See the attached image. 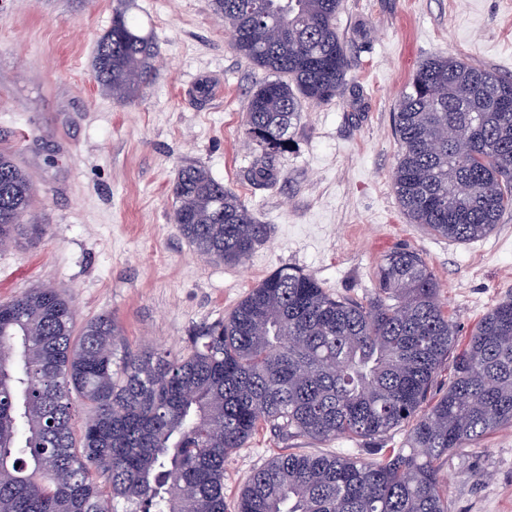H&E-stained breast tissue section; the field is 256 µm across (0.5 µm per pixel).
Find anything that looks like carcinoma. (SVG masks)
<instances>
[{"label": "carcinoma", "mask_w": 512, "mask_h": 512, "mask_svg": "<svg viewBox=\"0 0 512 512\" xmlns=\"http://www.w3.org/2000/svg\"><path fill=\"white\" fill-rule=\"evenodd\" d=\"M231 47L269 79L246 108L256 187L278 179L305 104L343 95L341 0H211ZM159 48L113 11L98 41L97 84L119 103L142 94ZM401 157L393 187L413 224L453 243L490 235L512 211V78L432 56L393 113ZM172 220L206 260L239 264L267 237L240 197L202 165L173 184ZM28 173L0 151V242L35 240ZM58 288L0 302V512H225L224 464L262 428L369 443L410 426L404 448L376 457L282 453L240 490L236 512H453L442 467L467 444L512 426V299L457 344L421 254L389 252L365 302L281 268L224 317L195 330L187 353L120 344L109 314L75 330ZM79 335H74V332ZM448 391L431 390L448 358ZM89 402L80 441L72 395ZM105 477L107 486L99 485Z\"/></svg>", "instance_id": "obj_1"}]
</instances>
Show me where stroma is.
Here are the masks:
<instances>
[{
	"label": "stroma",
	"mask_w": 512,
	"mask_h": 512,
	"mask_svg": "<svg viewBox=\"0 0 512 512\" xmlns=\"http://www.w3.org/2000/svg\"><path fill=\"white\" fill-rule=\"evenodd\" d=\"M119 7L160 50L144 93L126 105L99 88L92 69ZM336 27L349 88L304 108L292 149L273 161L277 182L257 189L245 113L265 74L230 48L210 0H0V150L30 175L43 227L37 245L0 246V302L49 283L78 322L109 314L128 347L180 355L194 329L223 319L279 268L362 301L385 254L404 247L425 259L466 340L512 296V212L467 243L410 223L392 185L393 112L417 65L435 55L511 76L512 0H342ZM190 162L267 225L244 263L200 258L173 224L172 185ZM354 448L262 429L224 465L226 506L274 454ZM443 474L455 512H512V428L460 449Z\"/></svg>",
	"instance_id": "35a3bbf8"
}]
</instances>
